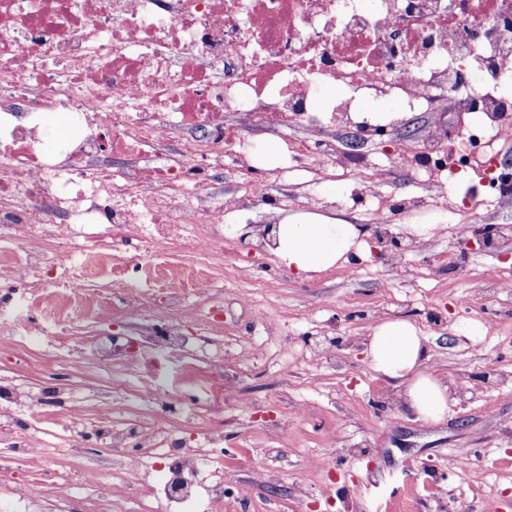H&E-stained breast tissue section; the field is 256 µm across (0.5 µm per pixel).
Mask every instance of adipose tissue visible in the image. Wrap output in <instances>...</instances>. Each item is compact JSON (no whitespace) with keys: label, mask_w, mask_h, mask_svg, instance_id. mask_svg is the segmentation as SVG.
I'll return each mask as SVG.
<instances>
[{"label":"adipose tissue","mask_w":512,"mask_h":512,"mask_svg":"<svg viewBox=\"0 0 512 512\" xmlns=\"http://www.w3.org/2000/svg\"><path fill=\"white\" fill-rule=\"evenodd\" d=\"M364 235L361 225L302 213L274 225L271 250L280 264L307 277L347 265L362 248ZM427 342L409 319L390 318L373 328L367 358L377 373L394 381L411 413L435 421L448 410L449 384L428 368Z\"/></svg>","instance_id":"obj_1"}]
</instances>
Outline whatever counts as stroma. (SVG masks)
<instances>
[{"label":"stroma","instance_id":"stroma-1","mask_svg":"<svg viewBox=\"0 0 512 512\" xmlns=\"http://www.w3.org/2000/svg\"><path fill=\"white\" fill-rule=\"evenodd\" d=\"M454 124L448 114L417 112L394 133L411 130L422 140L444 128L438 150L450 157L461 148L449 132ZM348 136L336 130V160L324 166L306 154L293 162L271 152L257 159L282 215L312 212L366 229L365 250L342 269L305 278L282 266L259 236L267 207L247 199L232 159L205 183L216 202L243 201L224 233V267L212 271L207 301L186 299L224 317V512H387L396 503L405 512H512V242L461 249L444 230L512 226V205L495 204L482 173L464 169L454 192L406 216L410 224L434 225L433 234L415 239L402 256L378 253L379 227L362 186L375 184L398 199L416 192L421 168L402 164L384 139L370 135L353 149ZM191 261L189 254L168 253L154 258V279L129 265L122 277L165 310L172 299L163 272ZM462 295L478 301L466 315L456 306ZM121 305L116 295L96 318L70 315L67 335L54 342L77 363L56 366L59 386L79 399L87 424H161L196 445L191 411L208 407L205 389L184 379L181 412L163 418L144 404L136 359L152 324L116 316ZM269 310L277 321L260 323L259 314ZM385 317L408 318L427 337L428 365L452 387L442 419L409 413L393 382L370 367L366 338ZM106 343L114 353L102 364L95 349ZM48 354L42 337H28L20 355L0 335V375L21 385L46 383ZM456 452L463 465L452 471L446 459ZM318 458L327 460L326 469L312 468ZM69 465L70 481L56 484L35 453L9 479L52 487L70 500V512H101L78 477L88 469L111 472V450L75 452Z\"/></svg>","mask_w":512,"mask_h":512}]
</instances>
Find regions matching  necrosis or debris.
Returning a JSON list of instances; mask_svg holds the SVG:
<instances>
[{"mask_svg": "<svg viewBox=\"0 0 512 512\" xmlns=\"http://www.w3.org/2000/svg\"><path fill=\"white\" fill-rule=\"evenodd\" d=\"M0 81V232L55 242L82 265L43 251L7 252L0 263L20 282L35 266H52L41 297L67 307L85 301L87 273L133 239L153 256L194 247L223 258L226 217L240 201L215 203L200 175L223 171L228 156L250 170L259 146L246 126L294 121L320 132L321 163L334 153L323 132L369 125L365 101L458 112L469 118L459 167L488 170L493 140L512 123V0H0ZM330 85L340 96L314 108ZM51 112L66 114L65 136L52 138ZM229 112L236 125L226 124ZM163 146L159 165H139ZM435 153V138L423 140L421 192L378 201L375 223H398L446 193ZM167 314L142 363L159 368L165 354L192 343L197 363L220 370L224 350L211 338L223 321L206 320L204 335L191 340L178 311ZM59 403L69 407L72 444H80L84 421L65 389L0 384V442L16 463L45 435L33 425L13 438L17 416ZM97 437L118 451L112 473L80 480L99 491L104 512H129L123 476L151 489L164 512L198 504L224 512L222 425L207 428L198 448L132 425ZM150 447L172 459L169 470L147 455Z\"/></svg>", "mask_w": 512, "mask_h": 512, "instance_id": "necrosis-or-debris-1", "label": "necrosis or debris"}]
</instances>
